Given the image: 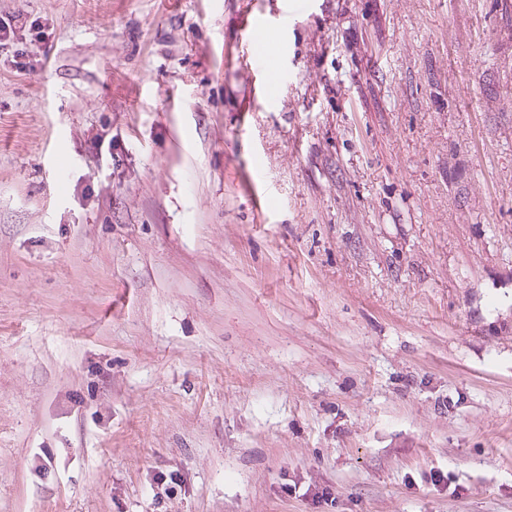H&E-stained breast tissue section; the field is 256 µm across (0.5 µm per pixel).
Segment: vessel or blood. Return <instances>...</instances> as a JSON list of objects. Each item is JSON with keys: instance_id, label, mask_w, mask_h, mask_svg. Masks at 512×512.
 I'll return each instance as SVG.
<instances>
[{"instance_id": "b4317fda", "label": "vessel or blood", "mask_w": 512, "mask_h": 512, "mask_svg": "<svg viewBox=\"0 0 512 512\" xmlns=\"http://www.w3.org/2000/svg\"><path fill=\"white\" fill-rule=\"evenodd\" d=\"M242 27V45L247 52L250 72L256 73L257 81L248 88L246 109L257 112L265 105L271 86L276 82L275 74L265 71L261 63V51L272 44L278 37V30L272 26L263 13L252 10L246 11Z\"/></svg>"}]
</instances>
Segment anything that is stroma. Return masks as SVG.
I'll return each mask as SVG.
<instances>
[{
    "label": "stroma",
    "mask_w": 512,
    "mask_h": 512,
    "mask_svg": "<svg viewBox=\"0 0 512 512\" xmlns=\"http://www.w3.org/2000/svg\"><path fill=\"white\" fill-rule=\"evenodd\" d=\"M0 0V512H512V0ZM245 22L242 27V47L246 48L247 60L251 73H259L262 80L257 77L253 84L249 85L247 106L241 112H258L265 105L271 86L278 80V77L262 69L261 50L277 40L278 29L272 26L262 12H255L252 9L245 12Z\"/></svg>",
    "instance_id": "obj_1"
}]
</instances>
